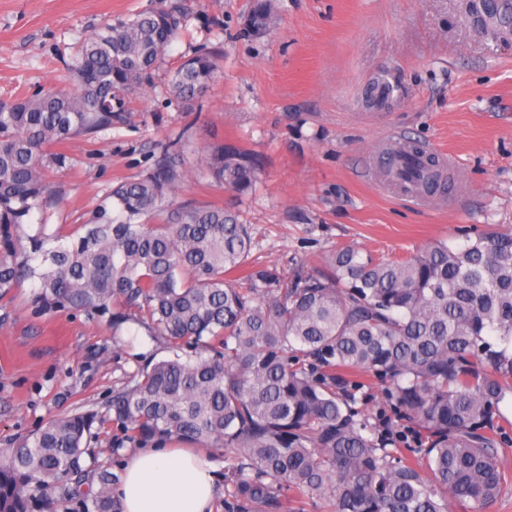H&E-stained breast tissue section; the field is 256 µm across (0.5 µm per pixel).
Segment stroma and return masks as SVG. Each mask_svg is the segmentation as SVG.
I'll use <instances>...</instances> for the list:
<instances>
[{
	"mask_svg": "<svg viewBox=\"0 0 512 512\" xmlns=\"http://www.w3.org/2000/svg\"><path fill=\"white\" fill-rule=\"evenodd\" d=\"M173 0H0V102L53 84L70 90L73 44ZM180 35L122 124L64 146L52 180L63 197L24 230L54 234L87 222L119 182L145 173L165 147H185L194 172L178 197L217 202L251 224L254 258L289 271L321 269L339 245L398 257L425 244L463 245L512 228V36L480 22L473 0H276L262 32L253 0H180ZM219 71L192 104L170 91L176 66L200 49ZM392 76L401 93L367 92ZM455 155L466 193L429 203L388 187L377 163L394 133ZM233 144L260 162L247 194L211 184L204 149ZM39 282L0 301V448L53 416L105 413L113 390L164 359L134 322L45 308Z\"/></svg>",
	"mask_w": 512,
	"mask_h": 512,
	"instance_id": "obj_1",
	"label": "stroma"
}]
</instances>
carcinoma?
I'll use <instances>...</instances> for the list:
<instances>
[{
  "instance_id": "obj_1",
  "label": "carcinoma",
  "mask_w": 512,
  "mask_h": 512,
  "mask_svg": "<svg viewBox=\"0 0 512 512\" xmlns=\"http://www.w3.org/2000/svg\"><path fill=\"white\" fill-rule=\"evenodd\" d=\"M271 0L249 17L266 28ZM177 7L107 24L66 63L75 89L0 104V300L38 279L44 307L73 305L132 320L170 357L132 373L106 413L56 417L0 448V512H118L113 476L91 448L112 421L124 445L183 441L229 449L224 512H487L512 486V231L401 259L336 248L325 271L288 274L252 259L253 236L222 206L178 202L190 168L163 152L113 187L69 242L47 250L23 224L56 191L52 148L124 121L178 35ZM218 65L198 52L170 90L194 101ZM211 178L238 193L257 176L251 153L210 148ZM41 259L40 264L32 261ZM369 377L383 425L355 407ZM90 464H82L83 459Z\"/></svg>"
}]
</instances>
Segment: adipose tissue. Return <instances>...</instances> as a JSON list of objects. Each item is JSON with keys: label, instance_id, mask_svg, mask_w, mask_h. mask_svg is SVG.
Masks as SVG:
<instances>
[{"label": "adipose tissue", "instance_id": "obj_1", "mask_svg": "<svg viewBox=\"0 0 512 512\" xmlns=\"http://www.w3.org/2000/svg\"><path fill=\"white\" fill-rule=\"evenodd\" d=\"M216 471L205 455L137 449L115 490L120 512H214Z\"/></svg>", "mask_w": 512, "mask_h": 512}]
</instances>
